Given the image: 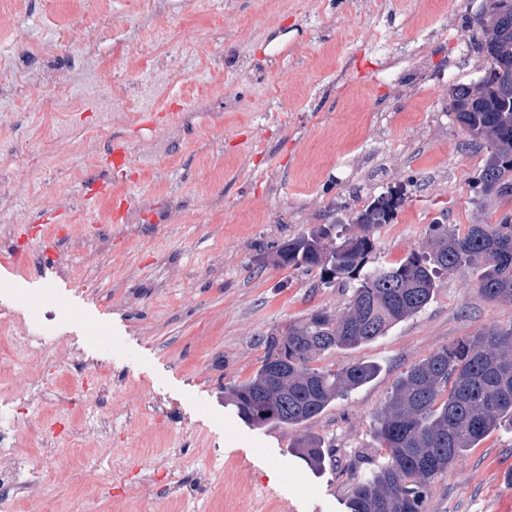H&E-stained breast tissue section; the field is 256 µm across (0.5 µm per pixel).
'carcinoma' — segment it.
Instances as JSON below:
<instances>
[{
    "label": "carcinoma",
    "mask_w": 512,
    "mask_h": 512,
    "mask_svg": "<svg viewBox=\"0 0 512 512\" xmlns=\"http://www.w3.org/2000/svg\"><path fill=\"white\" fill-rule=\"evenodd\" d=\"M473 38L484 60L473 84L449 87V111L486 151L480 174L486 196L512 195V29L501 28L491 10ZM399 200L381 196L357 213L359 234L323 230L293 238L272 251L281 268H315L327 287L351 289L340 316L315 312L288 325L285 337L260 339L265 355L247 380L225 389L237 414L253 425L301 426L339 395L371 382L374 363L336 370L313 366L330 349L352 348L385 335L421 312L441 277L461 265L479 272L486 300L512 302V221L433 224L428 246L399 263L368 266L371 232L393 217ZM512 421V328L483 329L432 354L405 371L378 418L373 469L354 479L349 512H424L434 481L504 420ZM292 452L311 468L325 467L324 442L301 434Z\"/></svg>",
    "instance_id": "1"
}]
</instances>
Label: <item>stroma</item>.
Segmentation results:
<instances>
[{
    "instance_id": "1",
    "label": "stroma",
    "mask_w": 512,
    "mask_h": 512,
    "mask_svg": "<svg viewBox=\"0 0 512 512\" xmlns=\"http://www.w3.org/2000/svg\"><path fill=\"white\" fill-rule=\"evenodd\" d=\"M483 0H0V168L28 189L0 201V224H48L25 265L0 266V321L78 348L112 381L111 448L42 446L60 419L83 424L78 378L43 375L25 419L23 480L48 484L44 512H347L352 478L377 460L378 416L411 366L488 327L512 303L480 296L459 266L432 301L385 335L318 355L377 377L304 428L253 426L224 401L264 355L258 338L350 292L319 271L279 268L271 246L400 196L375 228L372 263L426 246L431 224H496L512 197L482 195L483 151L447 112L448 87L476 82ZM63 70L55 110L40 78ZM233 108H226V101ZM64 138L66 156L55 141ZM120 143L124 163L108 148ZM112 195L73 215L49 197ZM54 224L90 248L45 252ZM53 292L31 314L24 295ZM112 340L96 343V328ZM325 445L317 474L291 453L301 431ZM512 423L502 422L431 486L426 512L512 506Z\"/></svg>"
}]
</instances>
